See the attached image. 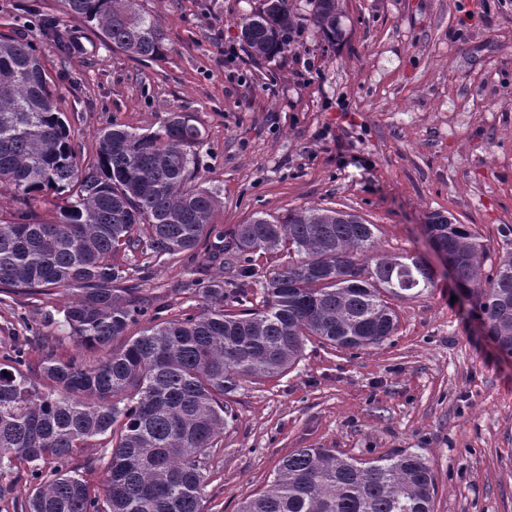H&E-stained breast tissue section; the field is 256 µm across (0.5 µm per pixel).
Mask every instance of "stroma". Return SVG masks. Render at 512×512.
<instances>
[{
	"label": "stroma",
	"instance_id": "obj_1",
	"mask_svg": "<svg viewBox=\"0 0 512 512\" xmlns=\"http://www.w3.org/2000/svg\"><path fill=\"white\" fill-rule=\"evenodd\" d=\"M263 4L138 0L165 34L163 53L143 62L105 45L61 0H0V33L35 47L82 157L103 128L155 129L184 113L203 132L197 163L219 193L218 228L333 207L375 224L378 254L435 269L432 288L392 299L398 327L381 346L313 342L285 375L241 383L209 459L206 512H238L300 448L416 452L434 474V512H512V356L423 230L439 213L472 227L491 259L512 252V0H342L332 36L308 0H288L302 25L288 51L257 64L239 23ZM48 16L75 51L44 35ZM184 278L171 261L137 286L168 317L200 304L194 291L172 293ZM63 301L1 299L0 355L21 344L38 362L26 329Z\"/></svg>",
	"mask_w": 512,
	"mask_h": 512
}]
</instances>
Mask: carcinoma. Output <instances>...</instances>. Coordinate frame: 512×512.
<instances>
[{"instance_id": "obj_1", "label": "carcinoma", "mask_w": 512, "mask_h": 512, "mask_svg": "<svg viewBox=\"0 0 512 512\" xmlns=\"http://www.w3.org/2000/svg\"><path fill=\"white\" fill-rule=\"evenodd\" d=\"M136 2L63 5L106 44L151 60L163 53V30ZM308 2L314 25L336 33L339 0ZM299 21L288 0H265L241 19V34L262 60L288 49ZM202 141L201 129L173 112L155 130H102L96 155L81 162L31 44L0 35V184L20 204L0 218V287L69 296L38 337L37 364L20 347L0 360V476L22 469L36 481L24 512H204L208 459L234 421L228 401L241 382L285 374L312 337L352 351L381 346L398 326L387 297L418 296L431 285L421 258L378 256L375 225L334 208L257 213L224 236L212 224L218 195L198 181ZM48 190L64 196L54 224L34 212ZM426 232L457 259L490 337L512 354V252L486 274V244L466 225L433 214ZM284 249L288 262L266 278L257 307H246L252 254ZM201 252L233 269L231 296L224 277L205 281L190 270L185 289H198V310L163 319L149 314L136 288L123 287L134 271ZM119 254L133 264L116 262ZM142 320L139 335H127ZM65 337L89 359L59 357ZM94 439L110 449L88 462L104 470L99 489L75 463ZM434 486L415 452L362 460L301 448L240 512H433Z\"/></svg>"}]
</instances>
